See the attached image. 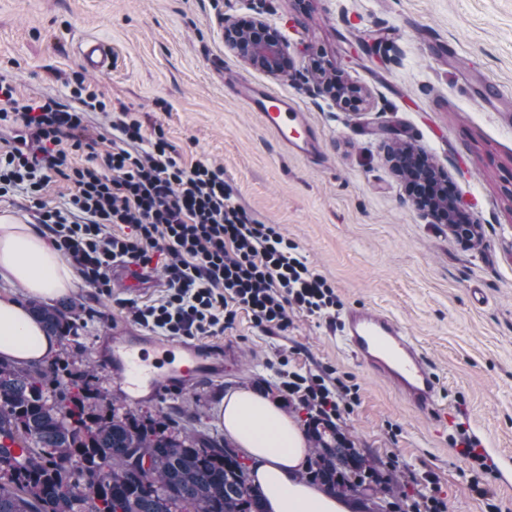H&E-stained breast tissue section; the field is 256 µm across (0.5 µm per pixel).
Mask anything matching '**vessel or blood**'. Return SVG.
<instances>
[{"instance_id": "obj_1", "label": "vessel or blood", "mask_w": 512, "mask_h": 512, "mask_svg": "<svg viewBox=\"0 0 512 512\" xmlns=\"http://www.w3.org/2000/svg\"><path fill=\"white\" fill-rule=\"evenodd\" d=\"M78 55L82 66L103 79L111 78L115 68L111 47L102 40L88 38L80 42ZM236 96L253 112L290 152L306 156L320 153L319 139L306 114L287 96L240 82ZM112 275L129 292H136L143 280L140 267L121 264ZM342 346L367 365L413 408L430 416L437 424L448 421L441 402L439 381L427 366L418 341L394 318L363 307L349 308L339 329ZM210 347L173 343L149 336L133 335L112 348L116 374L129 399H138L141 391L156 389L179 376L208 377L216 357Z\"/></svg>"}]
</instances>
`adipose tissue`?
Masks as SVG:
<instances>
[{
  "instance_id": "ef3b65f1",
  "label": "adipose tissue",
  "mask_w": 512,
  "mask_h": 512,
  "mask_svg": "<svg viewBox=\"0 0 512 512\" xmlns=\"http://www.w3.org/2000/svg\"><path fill=\"white\" fill-rule=\"evenodd\" d=\"M0 278L23 285L31 295L67 292L74 273L44 229L0 215ZM58 339L46 335L28 310L0 299V357L16 364L45 361ZM224 430L252 460L251 474L263 491L268 512H349L346 502L299 482L305 440L295 420L275 401L241 389L224 398Z\"/></svg>"
}]
</instances>
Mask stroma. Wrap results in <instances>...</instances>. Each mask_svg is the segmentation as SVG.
<instances>
[{
    "label": "stroma",
    "mask_w": 512,
    "mask_h": 512,
    "mask_svg": "<svg viewBox=\"0 0 512 512\" xmlns=\"http://www.w3.org/2000/svg\"><path fill=\"white\" fill-rule=\"evenodd\" d=\"M253 0H0V77L19 94L68 100L79 40L112 47L111 80L96 87L113 110L162 127L177 161L219 165L235 201L280 225L342 308L389 314L422 345L451 423L437 426L344 351L335 325L291 313L287 331L255 327L245 311L203 344L234 346L216 380L181 382L129 402L110 362L112 344L138 325L124 301L153 303L164 276L129 294L75 277L58 302H76L77 334L56 359L83 372L106 400L223 441L228 393L249 388L305 424L282 397L273 365L334 367L359 389L338 430L365 456L373 481L392 487L384 512L438 492L446 512H512V484L471 462L450 439L464 424L482 447L512 456V108L479 104L488 85L512 96V0H265L263 16L299 54L290 77L247 66L224 46L225 18L253 15ZM323 55L369 97L360 109L312 93L310 55ZM244 79L287 94L315 127L321 155L282 148L237 99ZM419 144L479 224L476 245L428 223L386 158L392 135ZM487 484L492 500L470 489Z\"/></svg>",
    "instance_id": "obj_1"
}]
</instances>
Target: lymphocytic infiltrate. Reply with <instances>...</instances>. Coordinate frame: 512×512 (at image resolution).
I'll list each match as a JSON object with an SVG mask.
<instances>
[{
	"mask_svg": "<svg viewBox=\"0 0 512 512\" xmlns=\"http://www.w3.org/2000/svg\"><path fill=\"white\" fill-rule=\"evenodd\" d=\"M74 105L55 98L18 96L0 78V127L15 129L0 140V195L25 187L40 195L55 179L73 187L66 209L40 203L37 221L89 284H110L119 260L147 268L160 264L166 291L155 303L127 301L142 327L162 336H212L246 311L255 326L287 330L291 312L334 319V287L311 269L279 225L254 218L234 203L222 167L183 166L162 128L145 138L141 117L111 115L110 105L80 72L66 81ZM112 117V146L95 153L86 113ZM90 148L86 164L74 151ZM124 226L121 234L112 225ZM278 387L308 412V425L334 427L359 400L358 388L319 373L278 370Z\"/></svg>",
	"mask_w": 512,
	"mask_h": 512,
	"instance_id": "1",
	"label": "lymphocytic infiltrate"
}]
</instances>
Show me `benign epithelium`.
I'll return each mask as SVG.
<instances>
[{
	"mask_svg": "<svg viewBox=\"0 0 512 512\" xmlns=\"http://www.w3.org/2000/svg\"><path fill=\"white\" fill-rule=\"evenodd\" d=\"M224 45L248 66L272 77L286 76L290 71L292 56L288 36L268 24L259 11L249 20H225ZM313 92L327 96L335 103L349 99L359 104L363 96L360 87L339 77L314 86ZM443 181L445 174L440 170L424 174L421 179L423 188L415 190V200L419 210L431 223L445 224L456 235V222L462 220L464 215L459 212L455 202L448 201L436 191V187Z\"/></svg>",
	"mask_w": 512,
	"mask_h": 512,
	"instance_id": "1",
	"label": "benign epithelium"
}]
</instances>
